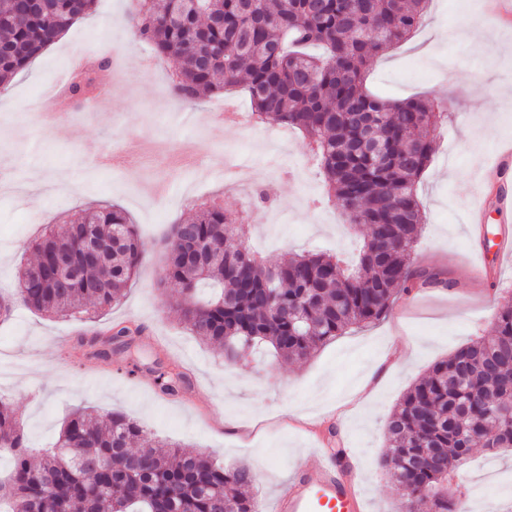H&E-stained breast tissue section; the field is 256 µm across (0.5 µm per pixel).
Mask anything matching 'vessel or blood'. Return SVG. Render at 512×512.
Wrapping results in <instances>:
<instances>
[{"instance_id": "obj_1", "label": "vessel or blood", "mask_w": 512, "mask_h": 512, "mask_svg": "<svg viewBox=\"0 0 512 512\" xmlns=\"http://www.w3.org/2000/svg\"><path fill=\"white\" fill-rule=\"evenodd\" d=\"M512 166V149L501 151L495 162L482 173L483 191L476 205L468 210L469 223H482L489 193L488 185ZM320 460L300 466L275 502V512H364V499L357 489L358 471L354 452L322 442Z\"/></svg>"}]
</instances>
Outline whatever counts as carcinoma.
Wrapping results in <instances>:
<instances>
[{
  "label": "carcinoma",
  "instance_id": "1",
  "mask_svg": "<svg viewBox=\"0 0 512 512\" xmlns=\"http://www.w3.org/2000/svg\"><path fill=\"white\" fill-rule=\"evenodd\" d=\"M0 0V85L92 10L95 0ZM133 28L157 57L174 58L172 91L185 104L245 83L259 122L299 129L326 194L351 226L367 227L357 260L296 254L265 263L245 244L243 225L224 210L201 208L166 236L158 285L179 289L192 335L238 364L265 345L303 359L353 326L386 317L414 284L438 281L415 265L421 232L416 184L434 153L430 131L444 113L422 99L391 101L363 91L370 62L410 37L429 0H138ZM71 97H91L94 72ZM0 316L19 303L37 313L92 320L120 301L145 259L128 215L114 206L72 216L33 243ZM71 265L58 277L59 261ZM166 395L184 375L156 371ZM512 305L487 336L434 364L413 383L386 422L381 460L405 490L400 512H466L448 494V477L474 444L512 448ZM0 450L12 463L0 478L5 512H258L247 465L226 469L203 450L166 455L118 412L75 410L53 447L29 444L11 405L0 398Z\"/></svg>",
  "mask_w": 512,
  "mask_h": 512
}]
</instances>
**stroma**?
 Here are the masks:
<instances>
[{"mask_svg":"<svg viewBox=\"0 0 512 512\" xmlns=\"http://www.w3.org/2000/svg\"><path fill=\"white\" fill-rule=\"evenodd\" d=\"M486 0H430L422 26L368 69L367 88L389 99L422 98L448 111L431 131L433 159L417 184L424 216L415 247L420 266L444 272L451 287L415 288L389 314L353 328L311 357L288 361L267 350L228 365L184 328L176 289H160L161 241L207 202L248 225L249 246L279 262L305 250L357 254L361 237L330 201L303 136L285 126H228L225 107H249L244 86L181 103L170 89L177 64L157 58L131 33L133 0H96L62 45L44 50L10 82L0 99V283L12 288L18 267L44 228L64 224L96 204L123 209L137 225L146 258L122 301L97 318V329L144 325L139 344L119 358L91 360L80 347L82 323L15 307L0 319V397L25 427L30 444H52L78 407L115 411L137 421L165 445L202 448L232 467L246 463L260 512L300 464L318 461L319 437L309 423L344 410L336 443L353 449L364 475L366 512H398L403 496L380 466L388 446L384 425L403 394L438 361L485 335L499 310L512 304V255L480 276L477 252L494 249L465 223L480 173L495 146L512 140V25ZM112 65L96 74L110 86L101 108L48 97L74 74L73 64L100 53ZM246 176L224 181L234 158ZM265 201H258L257 193ZM407 358L378 377L370 372L393 352ZM178 361L190 385L162 394L149 367ZM503 475L490 487L484 512L512 506V449L476 446L449 478L470 493L487 462Z\"/></svg>","mask_w":512,"mask_h":512,"instance_id":"35a3bbf8","label":"stroma"}]
</instances>
